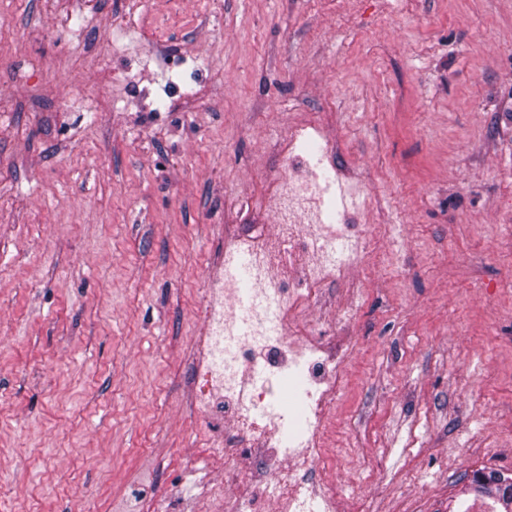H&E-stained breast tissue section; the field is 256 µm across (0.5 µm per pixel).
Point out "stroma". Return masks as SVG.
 I'll return each mask as SVG.
<instances>
[{
  "instance_id": "stroma-1",
  "label": "stroma",
  "mask_w": 512,
  "mask_h": 512,
  "mask_svg": "<svg viewBox=\"0 0 512 512\" xmlns=\"http://www.w3.org/2000/svg\"><path fill=\"white\" fill-rule=\"evenodd\" d=\"M108 48L105 58L88 53ZM167 106L158 109L160 94ZM0 512H178L195 341L296 126L376 260L316 317L346 512H461L512 476V0H0ZM477 491L488 497H492L500 503L503 512L512 511V478L503 473L490 471L478 472L472 479Z\"/></svg>"
}]
</instances>
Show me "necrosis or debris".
Segmentation results:
<instances>
[{
    "label": "necrosis or debris",
    "instance_id": "obj_1",
    "mask_svg": "<svg viewBox=\"0 0 512 512\" xmlns=\"http://www.w3.org/2000/svg\"><path fill=\"white\" fill-rule=\"evenodd\" d=\"M318 124L292 131L280 151V160L269 175L275 183L270 206L283 201L324 203L330 185L326 179H299L292 167L302 152L301 142L321 141ZM342 225L319 222L306 232L291 231L282 237L281 253L288 261L308 258L302 279L287 282L269 273L261 233L244 231L224 241V277L218 286L220 301L210 307L209 327L200 342L208 391L198 406L211 417L216 404L230 409L223 431L212 432L211 444L224 450V476L207 484V499L221 512H342V493L335 485L311 478L302 461L322 456V424L335 406L344 385L347 352L329 349L312 313L320 307L336 279L371 252V241L362 237L344 260H337L333 245L344 238ZM258 260L257 299L240 301L235 265L241 251ZM301 375L307 402V430L299 449L285 447L283 425L272 409L288 390L283 382ZM281 458L278 478H271L261 461L266 450ZM255 489L243 499L233 493L241 477Z\"/></svg>",
    "mask_w": 512,
    "mask_h": 512
}]
</instances>
